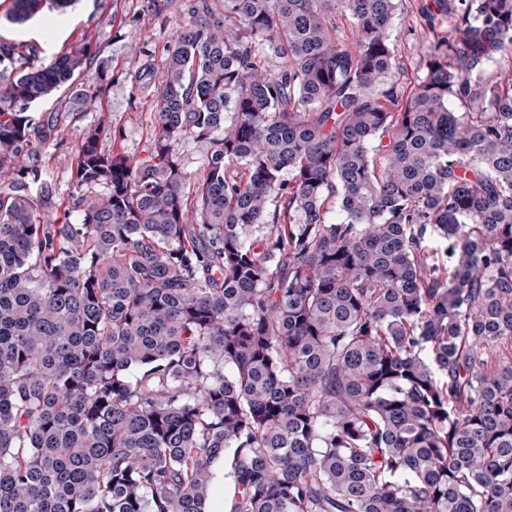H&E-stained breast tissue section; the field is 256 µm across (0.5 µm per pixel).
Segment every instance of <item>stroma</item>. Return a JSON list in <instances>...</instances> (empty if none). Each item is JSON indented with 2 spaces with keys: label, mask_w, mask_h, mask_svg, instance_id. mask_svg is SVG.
I'll return each instance as SVG.
<instances>
[{
  "label": "stroma",
  "mask_w": 512,
  "mask_h": 512,
  "mask_svg": "<svg viewBox=\"0 0 512 512\" xmlns=\"http://www.w3.org/2000/svg\"><path fill=\"white\" fill-rule=\"evenodd\" d=\"M186 2L174 0L166 17L158 18L148 0H76L67 11L47 9L26 23L13 24L5 18L10 0H0V40L23 49L36 47L50 58L70 51L79 38L86 37L102 46L112 69L101 111L87 113L78 122L61 115L59 137L35 145L41 182L49 191L42 219L54 224L79 221L72 163L83 127L101 124L120 129L122 138L104 139L103 149L141 154L151 137L155 115L136 77L145 67H160L165 45L177 24L186 19ZM421 5L422 0H400L391 25L395 76L406 93L423 74L428 45L443 32L442 27L429 24Z\"/></svg>",
  "instance_id": "1"
}]
</instances>
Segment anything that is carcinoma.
I'll return each instance as SVG.
<instances>
[{"instance_id": "obj_1", "label": "carcinoma", "mask_w": 512, "mask_h": 512, "mask_svg": "<svg viewBox=\"0 0 512 512\" xmlns=\"http://www.w3.org/2000/svg\"><path fill=\"white\" fill-rule=\"evenodd\" d=\"M398 4L190 0L145 156L81 131L77 224L31 149L108 62L0 41V512H206L220 459L230 512H512V0L426 5L406 97ZM424 0H400L391 25L395 76L406 97L422 76V60L428 45L443 34L446 26H431L421 12Z\"/></svg>"}]
</instances>
